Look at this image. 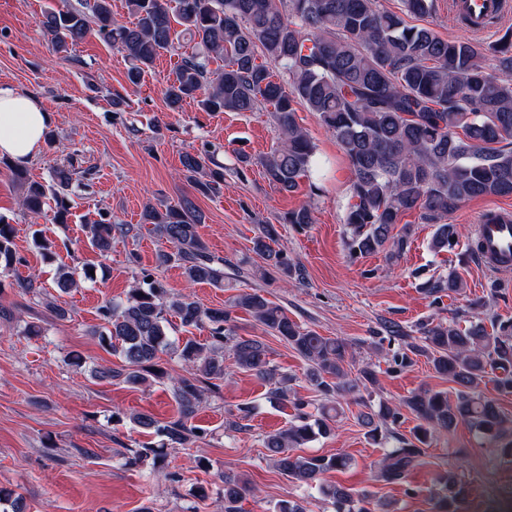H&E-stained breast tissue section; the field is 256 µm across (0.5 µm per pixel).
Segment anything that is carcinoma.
Wrapping results in <instances>:
<instances>
[{
  "label": "carcinoma",
  "mask_w": 512,
  "mask_h": 512,
  "mask_svg": "<svg viewBox=\"0 0 512 512\" xmlns=\"http://www.w3.org/2000/svg\"><path fill=\"white\" fill-rule=\"evenodd\" d=\"M402 12L424 18L436 11V0H401ZM134 22L112 16L111 0H86L83 8H52L39 23L60 51L94 34L130 60L127 80L144 81L165 53H179L180 62L165 88L168 108L177 112L195 100L204 112H251L260 103L273 107L279 144L259 159L269 183L285 192L299 188L312 163L314 146L295 119V105L315 113L335 137L351 171L350 203L345 224L351 257L386 252L396 261L408 244V233L393 235L402 215L417 211L424 224L435 225L432 248L445 251L459 241L449 217L460 204L476 197H512V29L483 47L471 41L441 38L428 26H409L378 6V0H126ZM264 61H258V56ZM224 58V70L209 69L212 57ZM288 77L290 90L274 79L270 67ZM182 174L194 189L209 195L224 183V167L204 152L181 156ZM89 174L74 161L54 171L52 183L13 176L24 185L22 207L32 216L52 213L65 224L73 209L69 188L73 178ZM203 215L189 197L162 208L149 206L144 221L157 236L173 245L156 254L157 266L175 264L188 282L224 284V260L213 255L198 228ZM281 223L305 229L315 223L311 205L281 217ZM91 247L103 254L112 248V232L133 231L130 225L102 218L85 225ZM276 225H262L253 250L285 280L301 281L303 269L278 247ZM20 259L14 228L0 219V273ZM435 298L459 293L463 282L453 272L421 284ZM485 301L469 304L472 321L425 322L412 335L399 325L385 327L400 342L394 363L406 368L424 356L434 372L456 384L448 392L421 389L397 404L381 401L377 409L358 415L373 443L396 444L378 463V477L394 482L404 477L438 429L452 432L467 423L489 440L502 457H512V419L498 400L483 394L490 382L501 396L512 394V321L490 319L480 310ZM234 307L250 313L265 331L288 343L305 361L306 379L323 402L316 413L309 402H293V419L286 428L265 436L267 456L275 467L302 486L318 490L336 512H371L365 493L326 484L325 473L347 468L346 454L314 455L301 449L335 433L340 398L369 389L378 382L367 363L352 377L346 368L350 345L322 336L290 319L286 311L257 292L243 293ZM184 328H206L201 343L178 339L168 331V314ZM104 326L97 331L102 347L118 357L117 368L92 369L98 378L142 386L163 383L168 373L160 355H175L186 375L173 380L179 416L167 422L147 413L130 416L142 432L158 437L155 445L129 459L135 464L153 456V467L164 468L166 449L184 447L196 436L191 424L206 392L224 380L226 359L273 385L271 395L288 400L293 378L277 373L264 343L235 337L231 310L204 308L187 294H174L151 273L132 288L126 302L107 301L100 307ZM417 424L411 437L394 435L388 422L403 411ZM224 512H238V503L252 488L232 474L222 475ZM469 486L449 472L441 479L436 512H461Z\"/></svg>",
  "instance_id": "carcinoma-1"
}]
</instances>
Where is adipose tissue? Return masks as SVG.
Masks as SVG:
<instances>
[{
    "instance_id": "adipose-tissue-1",
    "label": "adipose tissue",
    "mask_w": 512,
    "mask_h": 512,
    "mask_svg": "<svg viewBox=\"0 0 512 512\" xmlns=\"http://www.w3.org/2000/svg\"><path fill=\"white\" fill-rule=\"evenodd\" d=\"M50 115L34 96L0 83V157L27 164L42 144Z\"/></svg>"
}]
</instances>
